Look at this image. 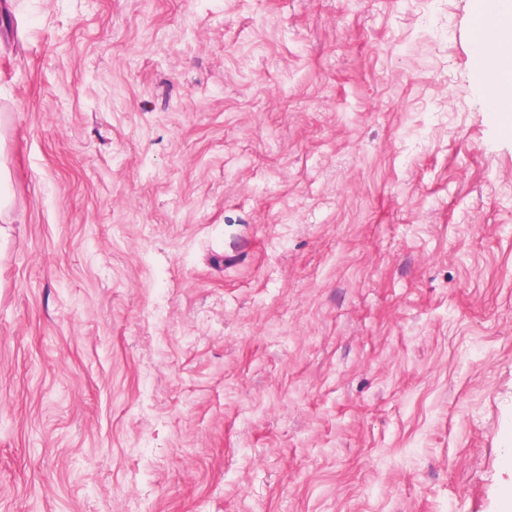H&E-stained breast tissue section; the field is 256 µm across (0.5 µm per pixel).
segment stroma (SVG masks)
Returning <instances> with one entry per match:
<instances>
[{
  "mask_svg": "<svg viewBox=\"0 0 512 512\" xmlns=\"http://www.w3.org/2000/svg\"><path fill=\"white\" fill-rule=\"evenodd\" d=\"M471 0H0V512H504L512 121Z\"/></svg>",
  "mask_w": 512,
  "mask_h": 512,
  "instance_id": "35a3bbf8",
  "label": "stroma"
}]
</instances>
